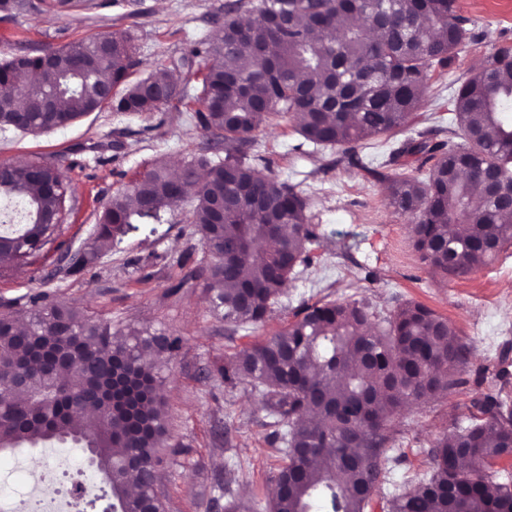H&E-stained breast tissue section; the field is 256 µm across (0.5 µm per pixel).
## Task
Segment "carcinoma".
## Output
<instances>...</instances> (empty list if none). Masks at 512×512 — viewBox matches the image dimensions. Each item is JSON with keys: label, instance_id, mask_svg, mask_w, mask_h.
Segmentation results:
<instances>
[{"label": "carcinoma", "instance_id": "1", "mask_svg": "<svg viewBox=\"0 0 512 512\" xmlns=\"http://www.w3.org/2000/svg\"><path fill=\"white\" fill-rule=\"evenodd\" d=\"M32 7L0 0L7 16ZM251 11L258 24L245 32L240 14ZM364 15L378 19L370 34L359 24ZM468 23L457 0H234L221 38L197 42L136 81L130 38L116 32L1 63L0 88L23 73L36 79L25 92L0 93V131L41 133L104 110L154 112L176 97L198 104L208 148L224 146V158L198 154L184 164V180L195 187L190 223L211 256L195 277L224 322L257 325L296 268L311 263L318 238L299 185L264 173L255 133L278 118L296 121L302 142L294 149L337 148L336 163L388 182V205L413 219L414 246L434 270L467 276L512 241V46L452 95L451 134L462 142L419 131L389 153L399 166L393 176L361 156L370 139L392 138L414 122L434 73L469 39ZM199 56L209 64L190 98L178 72ZM47 58L52 83L41 80ZM0 199L26 210L18 228L9 227V214L0 219V259L23 265L60 237L70 194L55 164L12 167ZM181 201L165 166L140 173L113 194L67 274H80L134 221L157 219ZM26 314L23 327L13 314L0 315V450L82 445L112 491L113 512H164L149 491L167 433L149 357L175 350L178 340L142 331L116 342L111 323L36 300ZM296 317L225 362L224 382L253 383L285 426L272 512H365L391 461L395 415L459 386L469 349L447 318L419 303L397 307L379 332L365 299L306 304ZM23 373L33 385L14 388ZM502 408L488 396L474 424L439 439L432 473L395 495L393 512H512V485L485 472L512 443Z\"/></svg>", "mask_w": 512, "mask_h": 512}]
</instances>
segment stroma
<instances>
[{
    "label": "stroma",
    "mask_w": 512,
    "mask_h": 512,
    "mask_svg": "<svg viewBox=\"0 0 512 512\" xmlns=\"http://www.w3.org/2000/svg\"><path fill=\"white\" fill-rule=\"evenodd\" d=\"M227 2L72 0L58 13L39 9L0 18V62L119 31L131 38L138 79L198 39L216 38ZM458 10L474 37L445 74L434 76L430 98L406 136L432 127L448 140L452 82L512 46V0H458ZM207 138L186 103L176 101L143 114L95 112L39 134L0 133V164L56 163L71 188V211L58 240L31 264L0 267V313L24 314L39 296L111 322L121 339L134 330L179 338V349L161 353L156 363L167 426L157 487L166 512H228L235 502L270 512L279 427L249 382L225 383V361L288 327L306 302L364 297L383 317L406 301L427 305L448 318L471 355L461 386L395 417L394 460L366 510L383 512L408 479L431 472L438 437L474 422L479 400L497 393L512 398V243L468 276L434 272L413 246L410 218L388 205L385 184L337 164L334 149L295 152L300 137L294 120L284 118L257 131L258 147L273 174L304 190L318 241L310 266L297 268L263 324H226L203 281L193 278L208 256L185 220L194 205L190 196L142 221L82 276L68 275L66 252L93 240L97 216L118 189L152 165L185 164ZM230 472L236 480L226 493ZM67 476L81 482L86 512L108 507L103 478L81 449L51 442L0 452V498L25 512L36 501L58 497Z\"/></svg>",
    "instance_id": "obj_1"
}]
</instances>
